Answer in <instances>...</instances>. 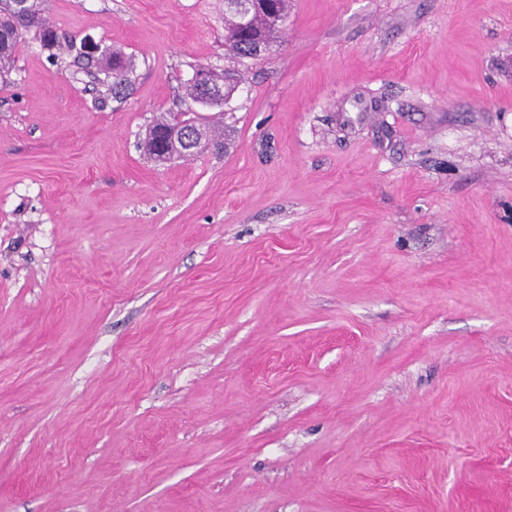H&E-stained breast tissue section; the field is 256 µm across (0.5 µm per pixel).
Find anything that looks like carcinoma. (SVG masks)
<instances>
[{"mask_svg": "<svg viewBox=\"0 0 512 512\" xmlns=\"http://www.w3.org/2000/svg\"><path fill=\"white\" fill-rule=\"evenodd\" d=\"M231 0H224V50L229 59L238 64H244L247 59L256 58V41L260 40L264 46L277 38L284 31L283 24L288 18V0H270L268 6L255 8L248 17L247 24L241 20L233 8ZM18 0H0V59H12L17 46L29 34L40 40L47 47L58 46V36L53 26L47 21L39 0H29L24 11L17 8ZM101 66L104 75L112 78L107 85V91L112 97L118 98L128 88L129 66L122 53L117 51L101 54V58H88L85 62L86 70ZM212 85L224 90V99H229L237 88L229 72L219 76L210 73ZM189 123L198 127L199 142L193 150L183 154L184 158L193 157L207 149L220 150L224 147V129L214 124L196 112L184 118L180 113L173 112L161 115L146 131L144 139L145 152L153 159L162 158L158 149L160 136Z\"/></svg>", "mask_w": 512, "mask_h": 512, "instance_id": "cac0c4a2", "label": "carcinoma"}]
</instances>
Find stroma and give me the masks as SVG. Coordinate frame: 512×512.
<instances>
[{
    "label": "stroma",
    "mask_w": 512,
    "mask_h": 512,
    "mask_svg": "<svg viewBox=\"0 0 512 512\" xmlns=\"http://www.w3.org/2000/svg\"><path fill=\"white\" fill-rule=\"evenodd\" d=\"M0 77V512H512V0H291L224 148L138 147L224 0H43ZM85 68L87 73L94 75V79L100 85H104V79L100 78L91 71L92 68L96 67V62L103 68V74L108 78H112V82L107 85V91L112 94L113 98H120L128 88L129 80V66L124 59L121 52L112 51L102 52L101 58H85Z\"/></svg>",
    "instance_id": "obj_1"
}]
</instances>
